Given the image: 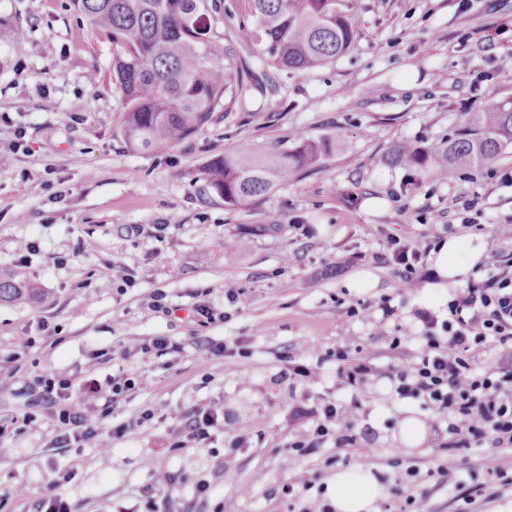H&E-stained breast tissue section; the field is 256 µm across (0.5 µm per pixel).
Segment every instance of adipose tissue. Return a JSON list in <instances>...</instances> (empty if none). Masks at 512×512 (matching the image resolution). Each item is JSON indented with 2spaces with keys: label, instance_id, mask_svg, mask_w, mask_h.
Wrapping results in <instances>:
<instances>
[{
  "label": "adipose tissue",
  "instance_id": "obj_1",
  "mask_svg": "<svg viewBox=\"0 0 512 512\" xmlns=\"http://www.w3.org/2000/svg\"><path fill=\"white\" fill-rule=\"evenodd\" d=\"M482 254L481 244L465 238H451L432 253L436 281L427 283L425 294L442 296L469 270L470 262ZM383 493L370 468L357 465L338 471L332 480L329 497L336 512H377Z\"/></svg>",
  "mask_w": 512,
  "mask_h": 512
}]
</instances>
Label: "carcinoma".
<instances>
[{
  "label": "carcinoma",
  "mask_w": 512,
  "mask_h": 512,
  "mask_svg": "<svg viewBox=\"0 0 512 512\" xmlns=\"http://www.w3.org/2000/svg\"><path fill=\"white\" fill-rule=\"evenodd\" d=\"M77 12L113 46L112 74L125 99L121 133L134 150H162L213 121L228 91L223 67L208 47V0H72ZM256 33L268 65L303 70L349 52L357 32L336 0H253ZM299 144L271 161L248 154L216 155L196 181L203 205L218 200L237 208L265 197L274 178L316 164L336 151V138L297 135ZM512 147V101L489 95L448 140L428 147L398 143L391 164L454 175L470 164H488ZM27 294L0 276V301Z\"/></svg>",
  "instance_id": "carcinoma-1"
}]
</instances>
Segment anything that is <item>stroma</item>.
<instances>
[{
    "label": "stroma",
    "mask_w": 512,
    "mask_h": 512,
    "mask_svg": "<svg viewBox=\"0 0 512 512\" xmlns=\"http://www.w3.org/2000/svg\"><path fill=\"white\" fill-rule=\"evenodd\" d=\"M216 4L210 42L247 70L244 87L191 140L152 152L125 144L112 46L71 0H0V25L14 32L0 44V273L36 290L0 301V370L15 372L0 380L5 512H38L59 470L74 474L59 488L74 512H145L158 469L173 481L157 512H318L354 451L331 439L300 456L289 445L327 402L351 398L332 351L350 341L381 370L409 366L425 346L418 313L448 316L447 299L399 295L382 259L388 237L434 224L441 239L480 240L479 266L512 253L492 230L512 224V148L450 183L386 160L394 144L447 139L487 95L512 99V66L502 64L512 0H470L464 11L458 0H336L358 32L354 48L290 73L258 62L252 0ZM300 132L334 136L335 153L250 205L197 202L194 181L211 157L268 158ZM158 291L162 311L152 307ZM385 299L395 308L385 327L352 314ZM201 305L217 320L199 317ZM158 337L166 343L156 348ZM223 344L235 356L212 355ZM319 359L318 378L288 372ZM45 373L69 378L77 394L98 384L89 416L105 434L128 427L108 455L55 444L56 406L31 397ZM125 378L132 388L111 404V381ZM360 401L384 493L400 487L424 496L427 512H454L436 470L473 468L472 454L443 449L444 422L422 401H395L388 379ZM206 408L223 414V432L204 448L177 447L186 417ZM146 411L152 422L138 425ZM30 412L35 422L12 431ZM407 419L420 442H404ZM202 480L210 496L198 493Z\"/></svg>",
    "instance_id": "obj_1"
}]
</instances>
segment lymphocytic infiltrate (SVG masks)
<instances>
[{
	"label": "lymphocytic infiltrate",
	"instance_id": "lymphocytic-infiltrate-1",
	"mask_svg": "<svg viewBox=\"0 0 512 512\" xmlns=\"http://www.w3.org/2000/svg\"><path fill=\"white\" fill-rule=\"evenodd\" d=\"M436 240L432 233L418 241L407 236L389 239L385 258L401 269L397 284L400 294L417 292L424 258ZM419 319L426 344L412 366L384 375L371 361L354 355L350 346L338 347L337 375L353 397L347 403L325 405L322 419L313 429L297 435L289 448L303 452L332 437L337 447L354 448L356 462L371 464L373 442L355 434L356 414L362 388L384 375L398 400H422L446 421L445 448H464L476 456L484 476L477 484L454 469L439 467L451 503L469 505L480 497L492 499L496 484H512V474L501 455L502 449L512 447V364L481 370L475 366V355L490 343L512 350V256L503 257L494 268L478 270L476 277L449 300L447 319H437L428 312L421 313ZM34 388L40 401L60 406L57 443H91L105 455L113 438L128 431L127 426L120 425L113 428L110 437H103L98 421L87 414V397L72 398L67 379L41 375L35 379Z\"/></svg>",
	"mask_w": 512,
	"mask_h": 512
}]
</instances>
